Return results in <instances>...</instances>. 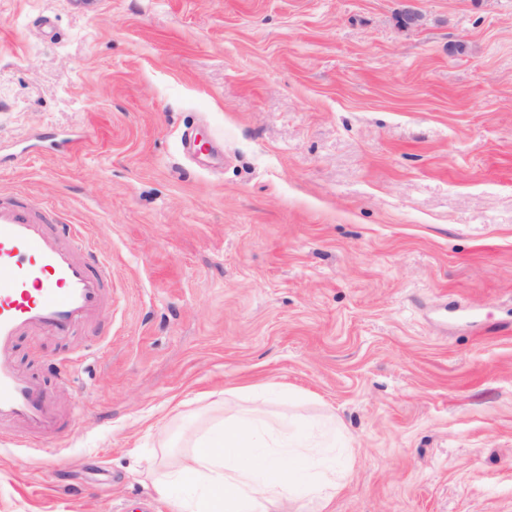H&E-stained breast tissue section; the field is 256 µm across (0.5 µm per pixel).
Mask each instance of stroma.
Instances as JSON below:
<instances>
[{
	"mask_svg": "<svg viewBox=\"0 0 512 512\" xmlns=\"http://www.w3.org/2000/svg\"><path fill=\"white\" fill-rule=\"evenodd\" d=\"M0 0V194L112 304L17 342L66 436L0 512H172L152 474L271 388L328 512H512V0Z\"/></svg>",
	"mask_w": 512,
	"mask_h": 512,
	"instance_id": "obj_1",
	"label": "stroma"
}]
</instances>
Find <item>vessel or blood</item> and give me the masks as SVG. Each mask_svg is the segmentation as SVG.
I'll use <instances>...</instances> for the list:
<instances>
[{"label":"vessel or blood","instance_id":"vessel-or-blood-1","mask_svg":"<svg viewBox=\"0 0 512 512\" xmlns=\"http://www.w3.org/2000/svg\"><path fill=\"white\" fill-rule=\"evenodd\" d=\"M112 302V265L91 256L73 225L0 195V428L35 442L60 439L68 419L15 362L20 336L64 338Z\"/></svg>","mask_w":512,"mask_h":512}]
</instances>
